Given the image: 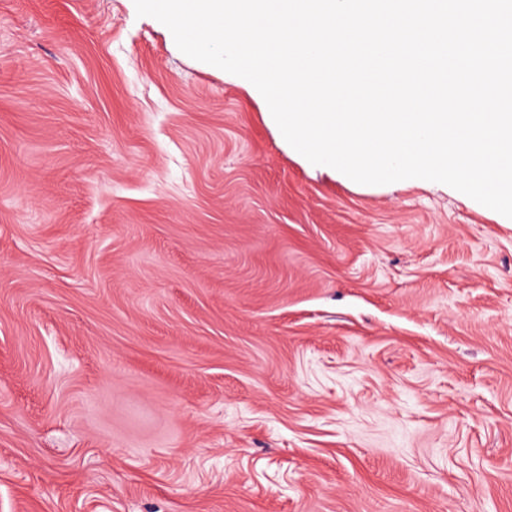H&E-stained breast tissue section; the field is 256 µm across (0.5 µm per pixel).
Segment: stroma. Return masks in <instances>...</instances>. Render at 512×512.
<instances>
[{"label":"stroma","mask_w":512,"mask_h":512,"mask_svg":"<svg viewBox=\"0 0 512 512\" xmlns=\"http://www.w3.org/2000/svg\"><path fill=\"white\" fill-rule=\"evenodd\" d=\"M265 110L134 0H0V512H512V222Z\"/></svg>","instance_id":"obj_1"}]
</instances>
